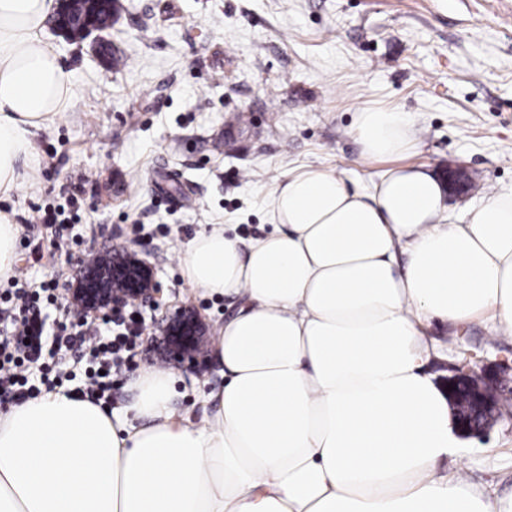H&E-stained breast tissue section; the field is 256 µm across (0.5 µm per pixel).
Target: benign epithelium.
<instances>
[{"mask_svg": "<svg viewBox=\"0 0 512 512\" xmlns=\"http://www.w3.org/2000/svg\"><path fill=\"white\" fill-rule=\"evenodd\" d=\"M103 261L82 263L75 280L67 283L65 309L81 319L119 312L127 307L159 304L163 288L154 266L127 247L116 246ZM165 362L187 365L193 372L207 367L208 325L192 306L168 313L154 336ZM448 381L450 405L462 430L480 436L501 418L512 416V394L497 388L499 377L486 369H475L470 360L451 365Z\"/></svg>", "mask_w": 512, "mask_h": 512, "instance_id": "benign-epithelium-1", "label": "benign epithelium"}]
</instances>
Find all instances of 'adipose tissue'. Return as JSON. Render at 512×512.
Masks as SVG:
<instances>
[{"mask_svg": "<svg viewBox=\"0 0 512 512\" xmlns=\"http://www.w3.org/2000/svg\"><path fill=\"white\" fill-rule=\"evenodd\" d=\"M52 10L0 0V195L25 178L30 130L73 95L41 36ZM350 133L368 161L419 145L388 106L360 109ZM271 220L247 248L215 224L181 252L193 287L244 300L214 342L213 411L176 420L173 374L157 367L138 380L136 426L62 392L11 405L0 512H512L458 466L448 397L425 370L432 322L484 316L512 335V191L456 224L422 167L368 192L310 168L275 188Z\"/></svg>", "mask_w": 512, "mask_h": 512, "instance_id": "obj_1", "label": "adipose tissue"}]
</instances>
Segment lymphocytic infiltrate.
Segmentation results:
<instances>
[{
	"instance_id": "f902f5d3",
	"label": "lymphocytic infiltrate",
	"mask_w": 512,
	"mask_h": 512,
	"mask_svg": "<svg viewBox=\"0 0 512 512\" xmlns=\"http://www.w3.org/2000/svg\"><path fill=\"white\" fill-rule=\"evenodd\" d=\"M58 290V280L47 278L29 288L17 287L0 300L1 404L37 397L42 384L63 386L77 365L84 366L87 378L80 397L97 403L111 399V373L120 366V352L134 346L140 330L113 334L106 314L93 334L76 318L50 325L49 309Z\"/></svg>"
}]
</instances>
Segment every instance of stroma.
I'll use <instances>...</instances> for the list:
<instances>
[{
  "instance_id": "obj_1",
  "label": "stroma",
  "mask_w": 512,
  "mask_h": 512,
  "mask_svg": "<svg viewBox=\"0 0 512 512\" xmlns=\"http://www.w3.org/2000/svg\"><path fill=\"white\" fill-rule=\"evenodd\" d=\"M107 41L127 60L113 68L88 43L53 28L74 95L30 136L39 166L0 212L18 227L15 276L67 282L83 253L137 249L151 262L167 302L195 305L217 336L242 305L184 278L183 245L211 224L240 241L273 226V191L289 174L331 168L369 189L392 161L366 163L349 134L367 105L413 119L420 148L409 165L441 174L460 166L476 183L451 200L465 223L471 207L512 190V0H118ZM81 187L83 221L58 226L38 211ZM79 241L49 256L56 233ZM442 342L429 371L473 353L512 387V337L487 320L436 323ZM160 359L139 340L112 378L109 409L128 416L141 372ZM176 417L200 422L206 395L222 386L217 361L199 374L176 368ZM463 463L486 492L512 494V419L466 438Z\"/></svg>"
}]
</instances>
